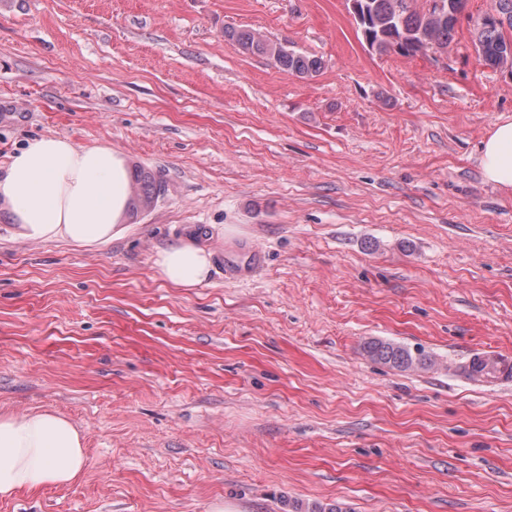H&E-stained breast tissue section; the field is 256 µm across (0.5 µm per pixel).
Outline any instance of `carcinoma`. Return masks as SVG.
Instances as JSON below:
<instances>
[{"mask_svg":"<svg viewBox=\"0 0 512 512\" xmlns=\"http://www.w3.org/2000/svg\"><path fill=\"white\" fill-rule=\"evenodd\" d=\"M442 6L431 11L419 9L417 0H360V19L357 28L372 50L394 51L402 56H414L432 46L449 48L455 41L456 28L468 0H440ZM475 51L492 68H512V0H494L491 12L473 21ZM224 38L250 54L267 56L277 66L301 78L320 72L321 60L298 53L270 41L251 29H224ZM136 204L147 205L164 195L165 182L157 175L139 171ZM363 351L371 360L399 371L432 367L433 360L425 351L409 348L380 339H370ZM293 512H343L338 505L318 502L291 504Z\"/></svg>","mask_w":512,"mask_h":512,"instance_id":"obj_1","label":"carcinoma"}]
</instances>
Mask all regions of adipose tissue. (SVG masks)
<instances>
[{
	"instance_id": "obj_1",
	"label": "adipose tissue",
	"mask_w": 512,
	"mask_h": 512,
	"mask_svg": "<svg viewBox=\"0 0 512 512\" xmlns=\"http://www.w3.org/2000/svg\"><path fill=\"white\" fill-rule=\"evenodd\" d=\"M484 178L512 188V120L495 123L482 143ZM131 196L125 156L110 145L82 147L46 135L12 155L0 175V202L14 220L16 239L99 245L118 233ZM154 264L179 288L209 277L212 253L181 241L159 249ZM84 436L69 419L48 411H0V498L22 490L64 486L85 471Z\"/></svg>"
}]
</instances>
